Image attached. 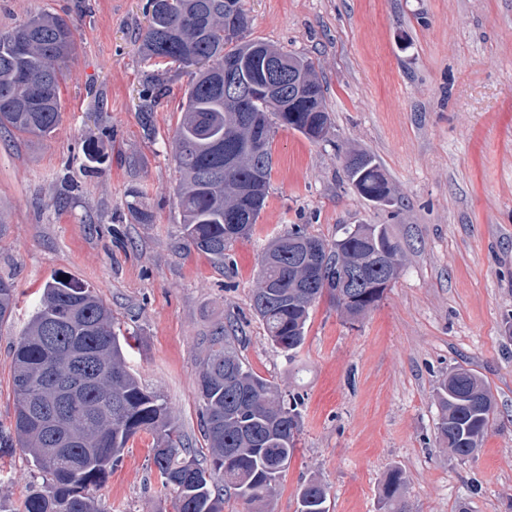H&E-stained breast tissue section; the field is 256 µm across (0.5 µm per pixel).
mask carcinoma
<instances>
[{"label":"carcinoma","mask_w":512,"mask_h":512,"mask_svg":"<svg viewBox=\"0 0 512 512\" xmlns=\"http://www.w3.org/2000/svg\"><path fill=\"white\" fill-rule=\"evenodd\" d=\"M149 24L140 50L147 60H172L195 68L183 117L174 135L175 160L182 174L177 196L183 215L185 247L212 259L226 260L238 240L249 237L266 207L272 171L274 126L292 129L311 141L331 123L324 89L313 62L259 42L267 55L303 74L311 105L290 111V99L277 103L224 98V82L216 73L224 62L238 64L241 77L258 81L263 58L249 53L243 34L250 19L242 0H150ZM69 21L43 13L25 24L0 32V129L46 137L61 122L60 64L74 52ZM166 93L163 75L147 76L141 91V125L153 131L152 112ZM246 112L263 113L261 152L250 147L251 131L240 123ZM239 146L236 167L224 169V139ZM85 166L98 169L106 155L95 143L85 146ZM348 181L365 199L391 202L392 192L380 165L362 151L346 156ZM261 180L263 200L247 215L245 231L229 240L225 219L240 208L238 188ZM127 209L138 224L153 215L129 192ZM363 236L344 229L332 242L294 224L275 238L261 256L259 286L251 306L271 346L293 360L306 339L311 308L336 298L339 265L361 264L366 278L375 275L374 258L389 252L401 268V247L383 224L360 225ZM303 238L320 249V287H298L302 275L288 242ZM277 285L274 297L262 302L264 283ZM13 283L0 278V322L12 316ZM209 354L199 375L200 422L209 451L201 461L184 446L167 402L142 388L126 363L130 349L116 327L112 309L90 285L70 277L46 281L40 301L22 335L13 344L12 384L15 411L8 431H0V456L16 449L27 455L43 482L32 486L21 512H101L89 496L105 482L123 457L128 442L152 436L153 465L161 487L176 494V512H224V494L250 505L268 501L285 475L300 436L298 402L285 401L280 386L250 370L231 345L229 328L220 325L207 338ZM439 443L462 458L481 449L492 427L496 400L485 381L470 369L448 373L438 391ZM402 473L391 471L379 500L384 512H408L402 497ZM328 492L315 479L300 484L296 512H328Z\"/></svg>","instance_id":"1"}]
</instances>
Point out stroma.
I'll return each mask as SVG.
<instances>
[{"label": "stroma", "instance_id": "obj_1", "mask_svg": "<svg viewBox=\"0 0 512 512\" xmlns=\"http://www.w3.org/2000/svg\"><path fill=\"white\" fill-rule=\"evenodd\" d=\"M250 38L311 60L333 128L326 142L276 128L265 209L218 262L187 251L172 136L194 75L140 52L149 0H0V31L51 12L72 21L62 120L50 137L0 130V278L18 302L0 323V428L13 419L12 343L56 273L89 283L134 344L130 370L168 403L186 447L206 456L198 379L219 324L246 365L300 396L301 433L263 512H296L300 484L328 489L330 512H382L379 491L401 470L410 512H512V0H243ZM167 92L145 135L147 74ZM107 155L83 166V143ZM380 162L392 189L379 206L348 184L344 157ZM153 221L139 224L131 189ZM326 240L383 224L402 269L358 322L328 299L310 311L295 359L271 347L251 308L258 261L290 225ZM473 370L497 401L477 455L437 440L435 392ZM136 436L90 493L102 512H175ZM42 476L27 456L0 457V500L20 505Z\"/></svg>", "mask_w": 512, "mask_h": 512}]
</instances>
